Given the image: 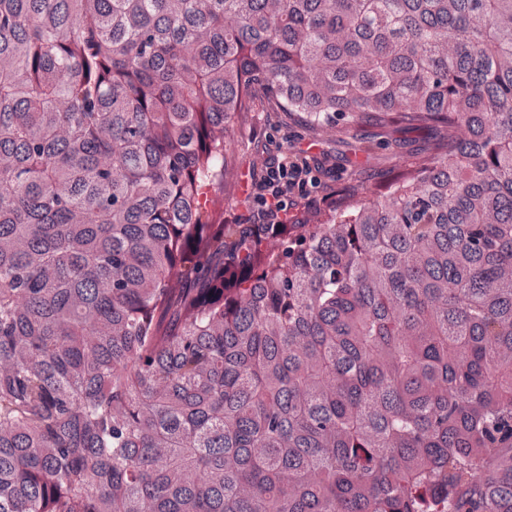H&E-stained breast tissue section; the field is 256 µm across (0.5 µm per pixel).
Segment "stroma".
<instances>
[{
    "mask_svg": "<svg viewBox=\"0 0 512 512\" xmlns=\"http://www.w3.org/2000/svg\"><path fill=\"white\" fill-rule=\"evenodd\" d=\"M232 133L241 150L230 163L237 176V188L232 200L224 205V221L228 224L253 223V176L264 171L268 157L278 150H288L322 167L326 173L324 190L332 194L349 179L348 161L354 156V147L372 146L380 137L375 128L356 129L342 122L337 130L311 140L295 120L270 108L250 113L244 121L234 122Z\"/></svg>",
    "mask_w": 512,
    "mask_h": 512,
    "instance_id": "1",
    "label": "stroma"
}]
</instances>
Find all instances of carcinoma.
I'll return each mask as SVG.
<instances>
[{
	"label": "carcinoma",
	"mask_w": 512,
	"mask_h": 512,
	"mask_svg": "<svg viewBox=\"0 0 512 512\" xmlns=\"http://www.w3.org/2000/svg\"><path fill=\"white\" fill-rule=\"evenodd\" d=\"M269 106L425 149L226 224ZM0 512H512V0H0Z\"/></svg>",
	"instance_id": "1"
}]
</instances>
